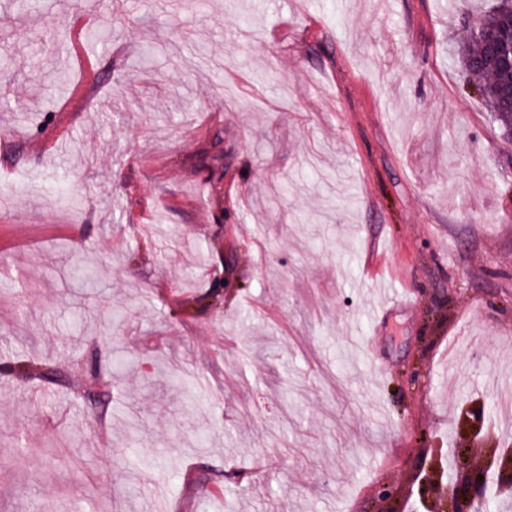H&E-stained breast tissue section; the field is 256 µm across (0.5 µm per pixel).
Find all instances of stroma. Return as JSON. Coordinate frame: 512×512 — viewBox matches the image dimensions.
Returning a JSON list of instances; mask_svg holds the SVG:
<instances>
[{"label": "stroma", "mask_w": 512, "mask_h": 512, "mask_svg": "<svg viewBox=\"0 0 512 512\" xmlns=\"http://www.w3.org/2000/svg\"><path fill=\"white\" fill-rule=\"evenodd\" d=\"M77 2L0 0V360L56 368L0 376V512H444L463 463L512 503L497 0ZM507 8L499 7L481 19L469 32L465 46L466 65L472 77L477 81L478 91L487 99L494 118L507 131L512 130L511 108L501 99V91L512 86V70L505 69L503 62L512 65V26L505 35L490 45L488 39L498 35L508 26L509 15Z\"/></svg>", "instance_id": "35a3bbf8"}]
</instances>
